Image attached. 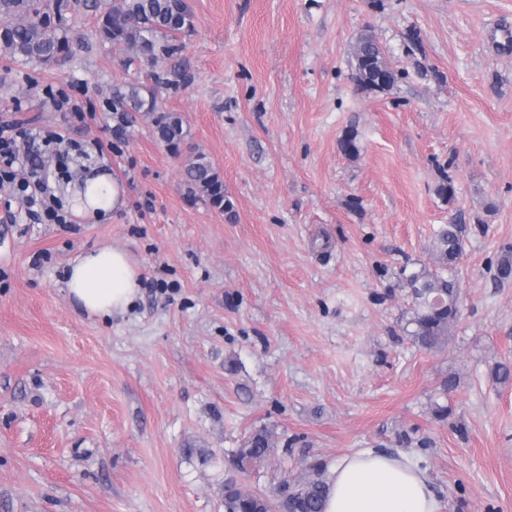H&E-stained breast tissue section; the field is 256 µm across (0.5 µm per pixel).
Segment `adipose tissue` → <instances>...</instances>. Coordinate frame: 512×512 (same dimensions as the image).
I'll use <instances>...</instances> for the list:
<instances>
[{
  "label": "adipose tissue",
  "mask_w": 512,
  "mask_h": 512,
  "mask_svg": "<svg viewBox=\"0 0 512 512\" xmlns=\"http://www.w3.org/2000/svg\"><path fill=\"white\" fill-rule=\"evenodd\" d=\"M83 190L73 191L72 212L105 215L125 205V192L105 172L83 175ZM140 271L128 253L102 245L77 255L66 274L67 296L78 311L109 318L125 314L136 299ZM324 512H442L426 474L405 457L373 449L345 454L326 472Z\"/></svg>",
  "instance_id": "obj_1"
}]
</instances>
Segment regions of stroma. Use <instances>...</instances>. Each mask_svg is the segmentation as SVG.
I'll use <instances>...</instances> for the list:
<instances>
[{
    "label": "stroma",
    "mask_w": 512,
    "mask_h": 512,
    "mask_svg": "<svg viewBox=\"0 0 512 512\" xmlns=\"http://www.w3.org/2000/svg\"><path fill=\"white\" fill-rule=\"evenodd\" d=\"M188 4L172 59L188 82L160 98L223 176L224 210L188 195V157L149 115L113 111V86L148 70L100 40L95 9L68 13L57 64L0 51V123L111 144L128 200L35 224L0 192V512H224L231 452L263 428L251 489L373 448L426 470L443 512H512V381L493 376L512 365V280L495 278L512 255V0ZM364 34L398 74L388 89L353 77ZM445 224L464 228L460 317L427 350L405 330L407 279ZM103 243L141 272L130 312L104 319L64 290Z\"/></svg>",
    "instance_id": "1"
}]
</instances>
